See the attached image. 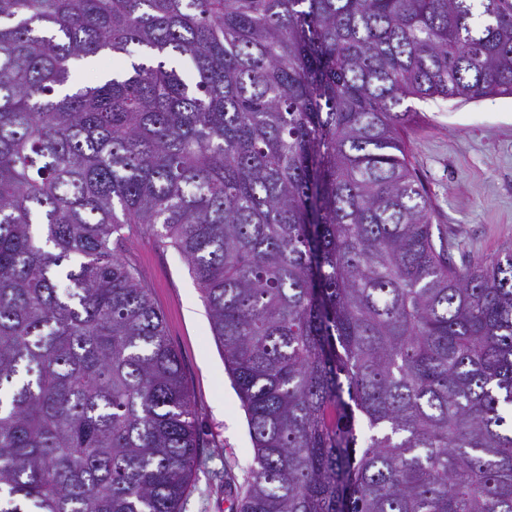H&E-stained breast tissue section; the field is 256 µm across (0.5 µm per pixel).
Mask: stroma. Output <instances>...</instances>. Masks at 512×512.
Masks as SVG:
<instances>
[{
	"mask_svg": "<svg viewBox=\"0 0 512 512\" xmlns=\"http://www.w3.org/2000/svg\"><path fill=\"white\" fill-rule=\"evenodd\" d=\"M410 160L423 181L434 221L462 242L468 258L512 245V96L466 104L412 101ZM125 256L143 275L181 357L207 445L184 512H236L237 492L253 458L242 402L224 366L202 293L187 263L167 242L138 236Z\"/></svg>",
	"mask_w": 512,
	"mask_h": 512,
	"instance_id": "stroma-1",
	"label": "stroma"
}]
</instances>
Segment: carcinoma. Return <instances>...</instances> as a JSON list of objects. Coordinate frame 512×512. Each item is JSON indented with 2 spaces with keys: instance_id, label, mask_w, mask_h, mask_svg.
I'll use <instances>...</instances> for the list:
<instances>
[{
  "instance_id": "1",
  "label": "carcinoma",
  "mask_w": 512,
  "mask_h": 512,
  "mask_svg": "<svg viewBox=\"0 0 512 512\" xmlns=\"http://www.w3.org/2000/svg\"><path fill=\"white\" fill-rule=\"evenodd\" d=\"M501 95L512 0H0V512H183L204 437L128 232L203 294L238 512H512V248L452 260L399 110ZM112 67V58L98 59L92 58L80 61L76 64L75 75L77 80L83 84L94 83L98 75L107 68Z\"/></svg>"
}]
</instances>
